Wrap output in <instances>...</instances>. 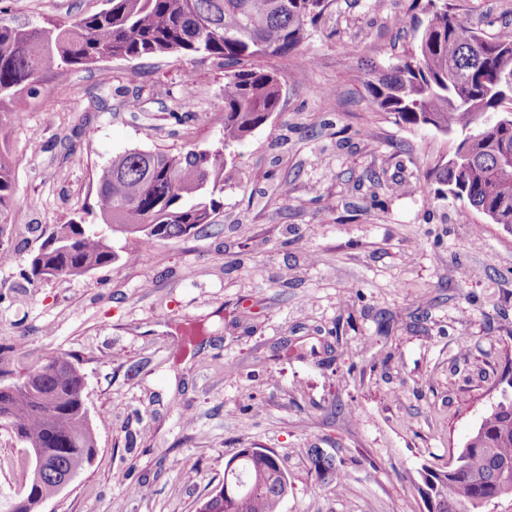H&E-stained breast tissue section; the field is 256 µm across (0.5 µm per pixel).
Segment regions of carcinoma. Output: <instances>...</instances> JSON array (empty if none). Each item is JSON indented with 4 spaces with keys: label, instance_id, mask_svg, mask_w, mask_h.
Segmentation results:
<instances>
[{
    "label": "carcinoma",
    "instance_id": "cac0c4a2",
    "mask_svg": "<svg viewBox=\"0 0 512 512\" xmlns=\"http://www.w3.org/2000/svg\"><path fill=\"white\" fill-rule=\"evenodd\" d=\"M325 0H107V8L73 22L45 17L37 24L0 19V256L13 255L7 236L15 203L12 160L5 129L18 121L20 104L40 89L37 74L91 65L99 59L207 54L231 70L224 82V143L186 152L131 149L112 157L97 177L101 223L114 234L144 244L185 239L212 223L224 192L226 147L266 123L277 111L282 78L238 65L261 56L286 57L298 50L307 24ZM367 84L377 105L402 122L464 131L495 111L496 96L512 88V40L491 41L448 9L428 19L415 52L383 71L370 69ZM475 155L461 176L467 208L484 209L512 223V183L503 185L496 166L512 153V131L492 120L469 145ZM119 260L109 239L84 218L56 225L28 265L27 283L77 278ZM83 376L69 362L49 370L32 387L0 394L5 424L30 448L50 454L53 473L65 476L97 447V428L82 412ZM458 472L426 469L421 492L431 512H485L512 468V399L488 412L457 450ZM250 479L244 492L217 502L213 512H280L289 488L277 460L254 455L242 463ZM322 485L343 487L333 465L314 461Z\"/></svg>",
    "mask_w": 512,
    "mask_h": 512
}]
</instances>
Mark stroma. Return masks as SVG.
Returning <instances> with one entry per match:
<instances>
[{
  "label": "stroma",
  "mask_w": 512,
  "mask_h": 512,
  "mask_svg": "<svg viewBox=\"0 0 512 512\" xmlns=\"http://www.w3.org/2000/svg\"><path fill=\"white\" fill-rule=\"evenodd\" d=\"M105 0H0V19L71 21ZM448 7L512 37V0H328L287 57L280 108L233 143L211 226L112 241L118 261L26 283L53 227L99 221L96 179L129 149L224 140L223 60L115 58L52 75L9 131L14 260L0 343L21 372L64 356L98 422L90 465L44 512H196L243 448L274 451L282 512H428L442 468L512 379V234L443 195L454 136L375 104L364 67L408 57ZM205 334L185 345L184 330ZM232 371H225V364ZM0 426V505L26 478ZM330 459L342 491L319 485Z\"/></svg>",
  "instance_id": "1"
}]
</instances>
